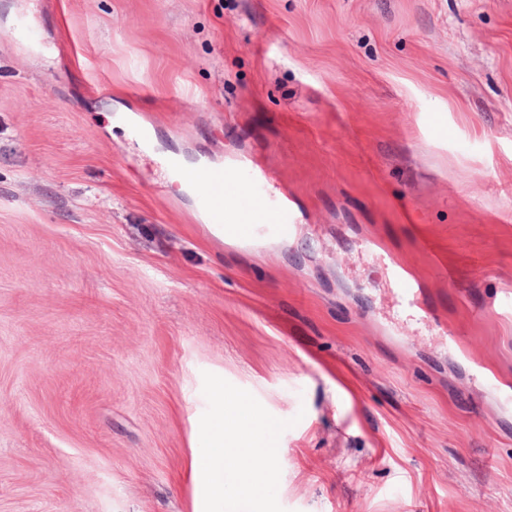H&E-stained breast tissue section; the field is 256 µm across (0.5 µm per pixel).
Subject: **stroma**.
I'll return each mask as SVG.
<instances>
[{
    "mask_svg": "<svg viewBox=\"0 0 512 512\" xmlns=\"http://www.w3.org/2000/svg\"><path fill=\"white\" fill-rule=\"evenodd\" d=\"M247 157L241 244L167 164ZM509 290L512 0H0V512H224L219 380L265 512H512ZM217 405L214 416L198 429L205 455L193 463L207 498L230 505L243 493L259 504L273 489L274 476L266 466L270 454L263 448L259 430L274 438L266 419L246 399L224 391L219 381L213 387Z\"/></svg>",
    "mask_w": 512,
    "mask_h": 512,
    "instance_id": "obj_1",
    "label": "stroma"
}]
</instances>
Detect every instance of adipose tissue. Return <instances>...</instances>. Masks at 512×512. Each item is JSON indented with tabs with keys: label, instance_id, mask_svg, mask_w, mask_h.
<instances>
[{
	"label": "adipose tissue",
	"instance_id": "adipose-tissue-1",
	"mask_svg": "<svg viewBox=\"0 0 512 512\" xmlns=\"http://www.w3.org/2000/svg\"><path fill=\"white\" fill-rule=\"evenodd\" d=\"M213 397L217 411L198 430L206 453L194 462L193 470L207 498L215 502L229 505L243 494L265 502L274 486L261 437L269 425L244 397L226 391L223 383H215Z\"/></svg>",
	"mask_w": 512,
	"mask_h": 512
}]
</instances>
